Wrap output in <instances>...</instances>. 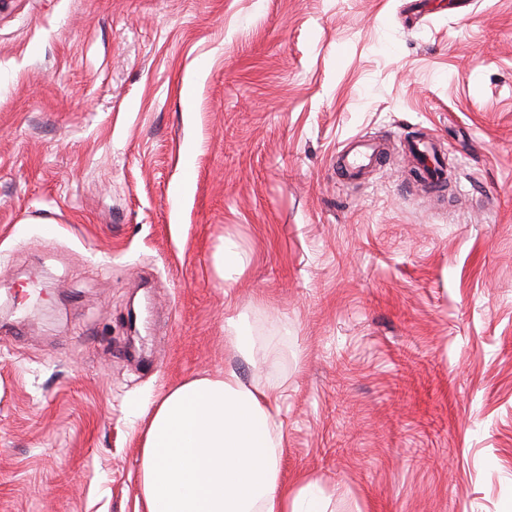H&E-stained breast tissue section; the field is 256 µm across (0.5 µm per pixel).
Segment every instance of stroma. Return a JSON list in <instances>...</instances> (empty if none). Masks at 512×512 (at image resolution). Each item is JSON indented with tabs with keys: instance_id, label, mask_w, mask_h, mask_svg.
I'll use <instances>...</instances> for the list:
<instances>
[{
	"instance_id": "1",
	"label": "stroma",
	"mask_w": 512,
	"mask_h": 512,
	"mask_svg": "<svg viewBox=\"0 0 512 512\" xmlns=\"http://www.w3.org/2000/svg\"><path fill=\"white\" fill-rule=\"evenodd\" d=\"M407 4L0 0V512H138L227 368L330 512H512V0ZM225 333L227 344L232 352L245 354L249 352L256 343L255 336H249L239 327L235 318L230 317L226 322Z\"/></svg>"
}]
</instances>
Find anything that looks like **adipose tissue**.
<instances>
[{
	"instance_id": "adipose-tissue-1",
	"label": "adipose tissue",
	"mask_w": 512,
	"mask_h": 512,
	"mask_svg": "<svg viewBox=\"0 0 512 512\" xmlns=\"http://www.w3.org/2000/svg\"><path fill=\"white\" fill-rule=\"evenodd\" d=\"M279 386L250 388L234 370L193 378L154 406L140 454L144 512H305L280 476Z\"/></svg>"
}]
</instances>
